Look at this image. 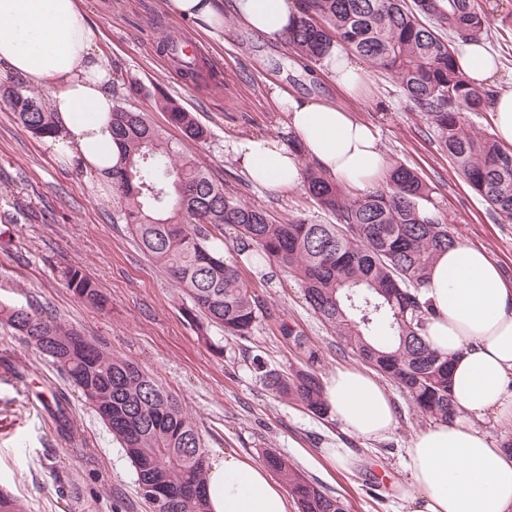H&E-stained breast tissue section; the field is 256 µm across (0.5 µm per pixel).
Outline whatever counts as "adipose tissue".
Returning <instances> with one entry per match:
<instances>
[{"label":"adipose tissue","mask_w":512,"mask_h":512,"mask_svg":"<svg viewBox=\"0 0 512 512\" xmlns=\"http://www.w3.org/2000/svg\"><path fill=\"white\" fill-rule=\"evenodd\" d=\"M168 10L193 19L211 34L232 14L248 30L283 39L297 15L295 0H168ZM101 30L77 0H0V74L47 92L55 132L43 147L65 166L82 169L104 198L112 196L119 150L112 140V65L98 48ZM457 63L475 86L496 87L499 70L486 43L460 45ZM321 69L344 95L355 97L366 77L344 49L331 45ZM273 96L287 111L301 153L262 136L233 142L247 177L284 189L303 178V158L337 182L367 189L386 168L373 127L350 110L305 99L280 88ZM424 295L434 316L425 330L432 349L451 360L450 391L459 412L414 435L404 465L409 481L399 490L402 512H512V285L484 249L456 244L439 253ZM325 397L343 428L379 442L397 426L391 394L373 373L340 368L327 379ZM490 418L504 436L479 428ZM210 512H291L292 506L262 464L228 453L212 458L206 480Z\"/></svg>","instance_id":"obj_1"}]
</instances>
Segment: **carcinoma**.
I'll list each match as a JSON object with an SVG mask.
<instances>
[{"mask_svg": "<svg viewBox=\"0 0 512 512\" xmlns=\"http://www.w3.org/2000/svg\"><path fill=\"white\" fill-rule=\"evenodd\" d=\"M298 15L285 43L310 68L332 40L383 71L423 113L437 149L489 206L501 224L512 223V147L477 130L469 115L489 111L493 91L474 87L460 71L453 42L488 34L477 0H297ZM448 37H443V32ZM160 49L196 86L222 84L221 73L176 49L167 37ZM3 102L38 136L53 130L45 101L6 89ZM187 143L210 138L209 129L171 97H153ZM113 139L120 163L112 189L123 200L118 219L133 227L141 249L182 288L192 307L229 336H247L265 312V302L246 284L237 266L224 262L214 242L224 226L237 232L240 252L259 255L291 273L306 302L339 343L411 397L434 422L456 417L450 393V360L423 339L432 310L423 288L435 255L457 243L440 213L427 207L431 185L414 168L395 164L385 185L352 199L321 170L305 171L308 197L336 222L305 218L275 220L261 207L224 192L209 172L167 138L145 112L117 107ZM73 294L104 311L108 299L79 267L65 272ZM8 325L49 358L82 394L123 448L138 488L151 486L159 500L149 512H210L206 499L207 449L197 423L156 379L131 360L88 340L74 326L39 307L0 305ZM299 349L306 338L295 324L279 326ZM257 369L266 390L327 413L324 387L315 370ZM263 463L288 488L297 512H347L342 498L324 491L288 457L269 448Z\"/></svg>", "mask_w": 512, "mask_h": 512, "instance_id": "obj_1", "label": "carcinoma"}]
</instances>
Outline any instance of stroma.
Segmentation results:
<instances>
[{
    "instance_id": "obj_1",
    "label": "stroma",
    "mask_w": 512,
    "mask_h": 512,
    "mask_svg": "<svg viewBox=\"0 0 512 512\" xmlns=\"http://www.w3.org/2000/svg\"><path fill=\"white\" fill-rule=\"evenodd\" d=\"M490 20L489 46L501 62V84L512 81V0H479ZM101 30V51L111 59L116 103L150 113L165 125L149 93L163 88L211 131L208 142L189 146L227 191L285 221H324L303 186L255 187L230 150L246 135L287 143L288 118L272 85L311 99L349 103L356 119L374 126L387 165L416 168L431 184V205L448 218L458 241L484 248L512 282V224L494 221L487 204L450 168L424 119L385 73L367 69L368 90L348 101L324 77L310 75L284 43H273L225 15L220 35L199 32L192 20L171 14L167 0H81ZM167 33H183L203 48L202 57L224 85L199 89L175 72L160 51ZM13 112L0 104V305L32 303L130 359L170 392L198 422L209 455L230 452L260 461L266 448L288 456L348 512H399L397 488L409 481L403 466L410 438L430 425L410 397L389 384L398 424L381 442L345 432L334 413L315 416L280 399L260 381L255 360L288 369L303 353L279 332L280 320L296 323L314 354V369L327 379L358 366L324 327L288 272H260L241 261L232 227L224 229V259L238 265L245 282L268 307L251 335L198 329L176 283L140 250L128 225L117 223L119 200L106 201L77 169L58 164ZM82 267L107 294L109 309L85 306L67 288L63 272ZM67 401L68 431L53 416L56 397ZM347 448L359 464L344 470L328 459L330 447ZM27 512H149L138 494L122 449L80 392L11 328L0 323V492Z\"/></svg>"
}]
</instances>
